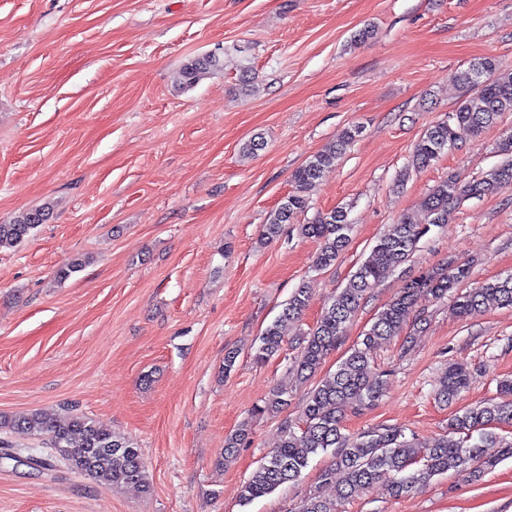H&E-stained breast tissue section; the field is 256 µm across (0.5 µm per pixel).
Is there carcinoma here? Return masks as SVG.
I'll return each mask as SVG.
<instances>
[{
    "mask_svg": "<svg viewBox=\"0 0 512 512\" xmlns=\"http://www.w3.org/2000/svg\"><path fill=\"white\" fill-rule=\"evenodd\" d=\"M222 68L218 55L208 53L185 62L179 69V85L189 88L200 77ZM458 80L471 90L446 119L435 122L420 136L412 156V165L423 169L438 159L455 143L458 132L476 137L496 123L501 114L512 112V72L504 73L494 57H482L460 71ZM359 128L344 129L337 143L314 154L293 173L295 189L270 215L264 238L279 236L284 225L307 208L308 193L322 172L333 166L338 155L353 143ZM497 150L505 160L485 175L468 182L450 177L436 185L423 202L426 222H415L410 214L376 239L368 256L351 275L347 284L336 291L315 326L300 337L301 362L297 375L313 378L327 355L336 349L347 326L366 296L384 274L408 261L430 227L446 224L465 200L492 196L512 185V136L502 140ZM49 212L44 208L22 213L9 224H0V249L12 248L27 240L32 231L45 223ZM302 235L319 244L316 266H332L346 247L350 224L343 208L318 215L300 225ZM465 265L435 267L424 271L405 285L401 293L378 314L363 339L350 349L336 370L308 392L297 422H284L279 446L272 449L242 486L241 498L249 503L273 493L280 486L297 480L311 457L335 449L333 464L324 469L321 481L336 488V499L319 494L306 498L301 512H336L337 502L358 496L385 481L390 492L399 496L415 484L427 482L448 472L479 481L485 471L512 457V441L507 442L492 431L496 424H512V379L497 385V397L468 407L451 419L449 427L463 437L457 442L440 438L423 448L392 427L368 431L353 441L342 433L348 409L361 411L383 395L386 380L368 375L373 350L382 342L399 335L403 322L425 295L441 298L467 280ZM307 288H297L284 304L280 316L262 334L254 360L264 362L280 349L288 322L299 319L308 303ZM512 307V274L457 297L456 313L467 316L480 308ZM467 367L456 364L440 379L438 395L445 402L455 400L468 384ZM282 390L272 391L257 415H274L287 405ZM23 433L38 441L41 453L34 464L50 470L63 463L72 472L109 487L134 485L151 491L147 466L133 440L99 427L91 418L67 411L65 417L49 418L40 412L10 419L0 416V458L10 459L15 447L12 434Z\"/></svg>",
    "mask_w": 512,
    "mask_h": 512,
    "instance_id": "cac0c4a2",
    "label": "carcinoma"
}]
</instances>
